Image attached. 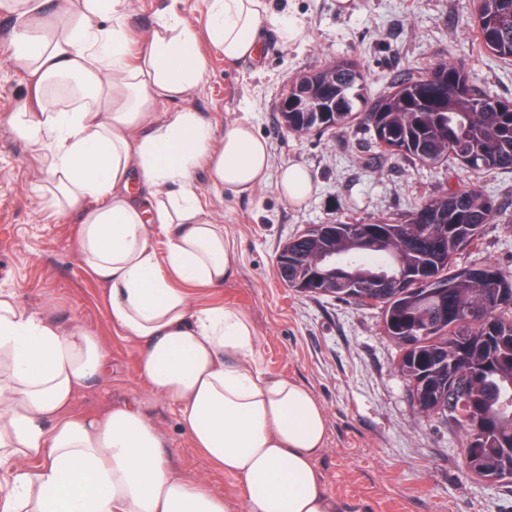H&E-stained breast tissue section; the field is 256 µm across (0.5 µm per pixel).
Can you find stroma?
<instances>
[{"label": "stroma", "mask_w": 512, "mask_h": 512, "mask_svg": "<svg viewBox=\"0 0 512 512\" xmlns=\"http://www.w3.org/2000/svg\"><path fill=\"white\" fill-rule=\"evenodd\" d=\"M260 61L225 62L208 50V71L193 108L224 124L250 116L267 141L272 181L256 193L214 189L205 170L196 184L212 216L234 242L237 270L219 287L191 288L193 302L224 304L252 320L264 365L308 388L328 421L316 461L342 512H512V479L488 481L464 466L463 437L440 419L417 415L396 369L397 348L375 308L292 292L279 279L280 244L312 224L336 219L399 218L423 197L469 182L455 162L431 168L380 154L363 125L297 135L279 123L286 81L339 58L358 60L371 92L426 64L453 59L476 83L512 99V63L483 54L468 20L470 0H266ZM300 30L283 43L276 26ZM16 18L0 10V289L28 310H52L65 326L98 336L112 357L110 373L80 396L76 410L96 414L115 404L140 409L161 432L167 458L191 479L238 499L237 480L194 448L175 407L138 377V349L111 326L102 286L79 257L76 215L63 212L46 179L51 152L35 150L11 120L32 90L13 61ZM296 164L311 177L300 203L282 198L273 180ZM503 217L485 225L478 248L458 257L512 264V172L482 180Z\"/></svg>", "instance_id": "stroma-1"}]
</instances>
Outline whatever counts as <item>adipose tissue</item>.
I'll return each instance as SVG.
<instances>
[{
  "instance_id": "ef3b65f1",
  "label": "adipose tissue",
  "mask_w": 512,
  "mask_h": 512,
  "mask_svg": "<svg viewBox=\"0 0 512 512\" xmlns=\"http://www.w3.org/2000/svg\"><path fill=\"white\" fill-rule=\"evenodd\" d=\"M205 2L210 45L230 62L257 58L264 0ZM130 4L0 0L18 17L10 40L38 103L16 130L51 150L50 181L78 216L109 322L139 349L140 380L238 480L244 512H341L316 468L327 419L313 393L265 368L243 311L194 304L187 291L223 285L237 265L197 170L215 189L254 193L267 183V145L247 118L219 126L191 109L208 60L177 10L162 11L130 61ZM110 363L97 336L0 290V512H233L169 462L140 410L76 412Z\"/></svg>"
}]
</instances>
